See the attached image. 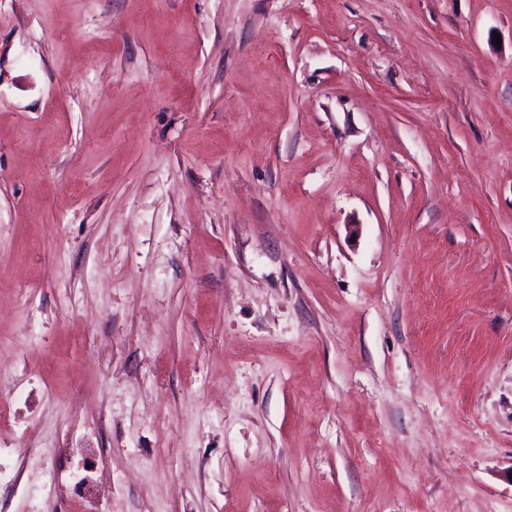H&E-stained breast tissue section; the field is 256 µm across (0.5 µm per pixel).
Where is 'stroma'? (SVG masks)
I'll return each mask as SVG.
<instances>
[{"label": "stroma", "mask_w": 512, "mask_h": 512, "mask_svg": "<svg viewBox=\"0 0 512 512\" xmlns=\"http://www.w3.org/2000/svg\"><path fill=\"white\" fill-rule=\"evenodd\" d=\"M1 393L0 512H512V0H0Z\"/></svg>", "instance_id": "obj_1"}]
</instances>
